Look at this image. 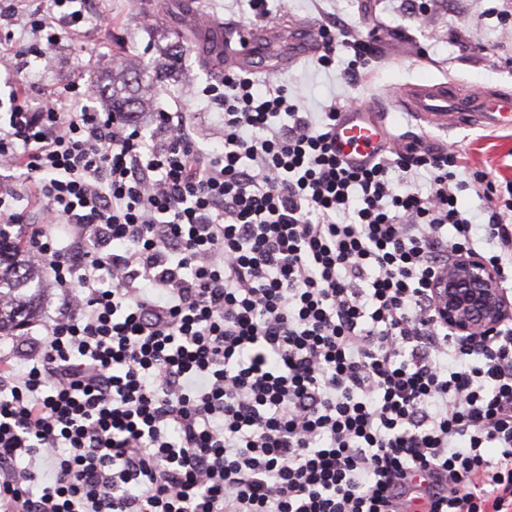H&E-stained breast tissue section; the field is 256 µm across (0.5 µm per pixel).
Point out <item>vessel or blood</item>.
<instances>
[{
  "label": "vessel or blood",
  "mask_w": 512,
  "mask_h": 512,
  "mask_svg": "<svg viewBox=\"0 0 512 512\" xmlns=\"http://www.w3.org/2000/svg\"><path fill=\"white\" fill-rule=\"evenodd\" d=\"M208 49L225 56L227 62L245 58L254 50L279 55L285 49L277 29H268L264 38L241 37L237 43H224L216 26H209ZM400 108L431 125L453 128L467 124L512 127V97L483 91L475 95L445 83L406 86L398 98ZM385 114L369 106L342 108L336 121V149L354 166L374 160L386 142Z\"/></svg>",
  "instance_id": "vessel-or-blood-1"
}]
</instances>
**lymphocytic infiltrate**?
Wrapping results in <instances>:
<instances>
[{"label":"lymphocytic infiltrate","instance_id":"obj_1","mask_svg":"<svg viewBox=\"0 0 512 512\" xmlns=\"http://www.w3.org/2000/svg\"><path fill=\"white\" fill-rule=\"evenodd\" d=\"M89 10L0 0L32 35L0 69L46 62ZM319 38L352 80L376 55L341 19ZM200 97L215 156L184 112L147 128L76 83L10 98L0 222L26 221L21 173L61 305L22 365L0 353V512H512V318L453 335L430 288L474 255L512 289V182L420 139L349 166L338 106L238 73Z\"/></svg>","mask_w":512,"mask_h":512}]
</instances>
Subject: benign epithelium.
<instances>
[{
    "label": "benign epithelium",
    "mask_w": 512,
    "mask_h": 512,
    "mask_svg": "<svg viewBox=\"0 0 512 512\" xmlns=\"http://www.w3.org/2000/svg\"><path fill=\"white\" fill-rule=\"evenodd\" d=\"M436 319L456 336L480 338L512 318V300L478 257L462 256L431 283Z\"/></svg>",
    "instance_id": "obj_1"
}]
</instances>
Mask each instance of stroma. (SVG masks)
<instances>
[{"instance_id":"1","label":"stroma","mask_w":512,"mask_h":512,"mask_svg":"<svg viewBox=\"0 0 512 512\" xmlns=\"http://www.w3.org/2000/svg\"><path fill=\"white\" fill-rule=\"evenodd\" d=\"M268 9L262 20L242 12L235 0H152L146 9L137 0H95L81 34L65 36L48 64L28 69L22 88L35 100L73 81L97 90L110 87L112 71L99 61L104 55L140 68L143 78L156 79L153 111H188L205 148L219 152L224 126L197 93L221 80L225 67L206 61L201 30L185 22L188 12L210 18L234 38L265 23L316 29L334 15L378 47L375 61L360 78L346 79L340 62L322 69L312 54L290 63L255 55L249 76L262 84L287 86L309 112L349 97L384 108L395 139L420 137L453 146L468 169L512 181V128H423L394 98L405 86L421 81L512 95V26L501 23L512 14V0H427L419 15L406 12L400 0H289L284 12L278 0H268Z\"/></svg>"}]
</instances>
